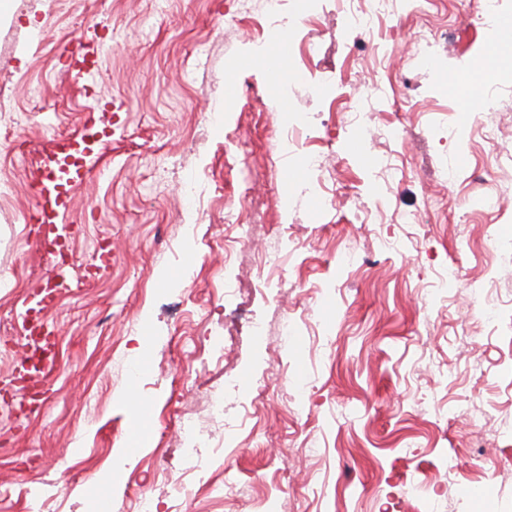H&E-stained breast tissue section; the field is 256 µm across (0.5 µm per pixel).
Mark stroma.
Returning <instances> with one entry per match:
<instances>
[{
	"instance_id": "obj_1",
	"label": "stroma",
	"mask_w": 512,
	"mask_h": 512,
	"mask_svg": "<svg viewBox=\"0 0 512 512\" xmlns=\"http://www.w3.org/2000/svg\"><path fill=\"white\" fill-rule=\"evenodd\" d=\"M323 4L265 32L286 40L275 96L233 0L0 14V381L24 296L55 275L28 220L33 158L87 116L112 128L71 193L52 390L31 409L0 397V512H512V50L471 112L444 86L467 83L512 0L485 22L475 0H394L368 37ZM82 45L85 81L65 66ZM104 245L111 264L84 277ZM267 250L283 261L263 286ZM138 427L148 447L115 465Z\"/></svg>"
}]
</instances>
